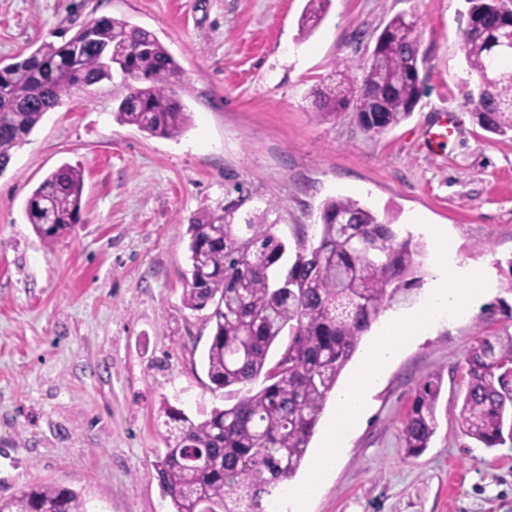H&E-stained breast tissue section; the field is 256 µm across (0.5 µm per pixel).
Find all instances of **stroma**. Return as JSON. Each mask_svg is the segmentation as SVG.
Wrapping results in <instances>:
<instances>
[{"label":"stroma","mask_w":512,"mask_h":512,"mask_svg":"<svg viewBox=\"0 0 512 512\" xmlns=\"http://www.w3.org/2000/svg\"><path fill=\"white\" fill-rule=\"evenodd\" d=\"M306 3L0 0V66L92 18H120L179 62L174 89L189 114L174 138L119 124L135 82L116 70L73 88L0 172V499L52 483L79 493L88 512H171L154 467L163 409L194 417L224 402L203 366L210 330L183 300L189 224L234 203L237 221L265 215L291 245L313 232L327 199L348 197L421 237L422 279L437 228L456 242L454 266L481 269L489 288L476 311L400 355L307 512H512V442L485 448L455 422L476 337L512 332V135L476 121L461 51L467 0H331L303 37ZM397 15L419 36L411 115L380 134L350 107L320 119L316 93L335 63L350 62L361 82ZM446 113L454 135L430 151L424 133ZM64 163L83 170V211L50 246L26 205ZM434 374L438 427L409 459L401 421Z\"/></svg>","instance_id":"obj_1"}]
</instances>
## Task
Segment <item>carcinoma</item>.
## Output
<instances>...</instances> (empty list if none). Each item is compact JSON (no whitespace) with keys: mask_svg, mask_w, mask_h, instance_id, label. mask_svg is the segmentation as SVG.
I'll return each instance as SVG.
<instances>
[{"mask_svg":"<svg viewBox=\"0 0 512 512\" xmlns=\"http://www.w3.org/2000/svg\"><path fill=\"white\" fill-rule=\"evenodd\" d=\"M330 0H308L300 34L321 20ZM461 49L477 79L474 115L492 134L512 132V58L495 50L497 33L512 24L502 0H468ZM383 46L351 82L352 65L335 64L336 79L321 95L318 116L327 120L359 101L361 127L374 134L398 124L420 96L416 25L402 15L384 28ZM141 83L115 112L121 124L173 138L189 116L171 90L181 66L152 33L102 16L60 43L44 42L0 67V172L46 112L77 85L111 76L112 67ZM83 172L68 163L48 175L27 207L35 233L53 245L71 234L82 211ZM238 206H224V221L188 225L190 269L184 304L209 309L207 376L232 404L214 406L193 420L165 408L166 451L156 463L172 512H269L281 485L302 466L326 400L363 335L380 311L405 300L417 277L423 244L351 198L328 200L314 242L298 234L295 259L282 260L286 244L260 216L234 223ZM288 343L274 366L270 348ZM468 383L456 421L486 448L512 440V333L478 337L465 358ZM264 384L253 391L259 378ZM441 377L422 382L402 421L405 456L416 458L437 427ZM0 512H87L81 496L48 483L26 486L0 500Z\"/></svg>","mask_w":512,"mask_h":512,"instance_id":"obj_1","label":"carcinoma"}]
</instances>
